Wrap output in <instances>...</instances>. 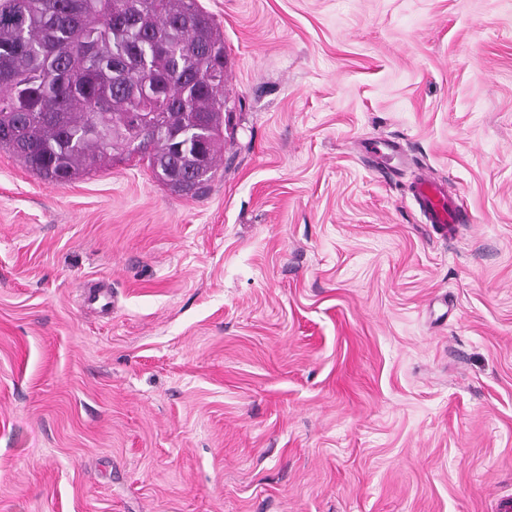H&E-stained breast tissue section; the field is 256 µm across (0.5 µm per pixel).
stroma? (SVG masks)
<instances>
[{"mask_svg": "<svg viewBox=\"0 0 512 512\" xmlns=\"http://www.w3.org/2000/svg\"><path fill=\"white\" fill-rule=\"evenodd\" d=\"M201 4L229 118L203 195L0 149V512H499L512 0ZM413 197L430 224L445 227L467 224L463 218L464 208L449 200L444 190L436 183L428 179L419 180L414 186Z\"/></svg>", "mask_w": 512, "mask_h": 512, "instance_id": "1", "label": "stroma"}]
</instances>
